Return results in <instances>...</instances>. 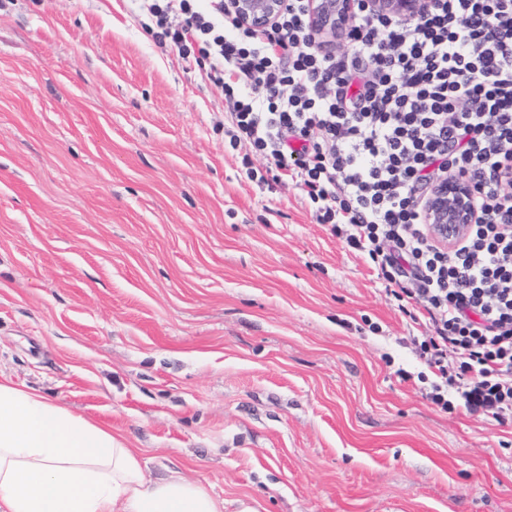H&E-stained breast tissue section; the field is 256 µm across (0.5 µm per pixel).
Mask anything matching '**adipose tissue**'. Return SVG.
Masks as SVG:
<instances>
[{
    "mask_svg": "<svg viewBox=\"0 0 512 512\" xmlns=\"http://www.w3.org/2000/svg\"><path fill=\"white\" fill-rule=\"evenodd\" d=\"M0 512H224V499L174 473L148 478L111 429L6 380Z\"/></svg>",
    "mask_w": 512,
    "mask_h": 512,
    "instance_id": "1",
    "label": "adipose tissue"
}]
</instances>
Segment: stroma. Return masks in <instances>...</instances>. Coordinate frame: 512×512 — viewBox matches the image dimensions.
Here are the masks:
<instances>
[{
    "label": "stroma",
    "instance_id": "stroma-1",
    "mask_svg": "<svg viewBox=\"0 0 512 512\" xmlns=\"http://www.w3.org/2000/svg\"><path fill=\"white\" fill-rule=\"evenodd\" d=\"M227 118L133 0H6L0 379L224 512H512V420L427 399L425 325Z\"/></svg>",
    "mask_w": 512,
    "mask_h": 512
}]
</instances>
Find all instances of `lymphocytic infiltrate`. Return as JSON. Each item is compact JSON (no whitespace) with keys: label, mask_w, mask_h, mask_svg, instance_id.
Returning <instances> with one entry per match:
<instances>
[{"label":"lymphocytic infiltrate","mask_w":512,"mask_h":512,"mask_svg":"<svg viewBox=\"0 0 512 512\" xmlns=\"http://www.w3.org/2000/svg\"><path fill=\"white\" fill-rule=\"evenodd\" d=\"M143 27L228 104L249 180L295 181L319 223L378 269L413 323L450 410H512V0H432L418 20L356 0L344 57L311 33L308 0L243 27L225 0H138ZM273 168L265 175L253 156ZM472 179L478 219L451 251L423 222L430 182Z\"/></svg>","instance_id":"obj_1"}]
</instances>
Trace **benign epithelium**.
Wrapping results in <instances>:
<instances>
[{"instance_id": "benign-epithelium-1", "label": "benign epithelium", "mask_w": 512, "mask_h": 512, "mask_svg": "<svg viewBox=\"0 0 512 512\" xmlns=\"http://www.w3.org/2000/svg\"><path fill=\"white\" fill-rule=\"evenodd\" d=\"M370 9L399 21L417 19L430 6V0H367ZM239 21L255 31L271 27L287 9V0H226ZM353 0H310V28L324 49L331 50L345 38ZM424 222L434 241L451 246L468 232L477 218L471 182L454 175L435 181L423 207Z\"/></svg>"}]
</instances>
